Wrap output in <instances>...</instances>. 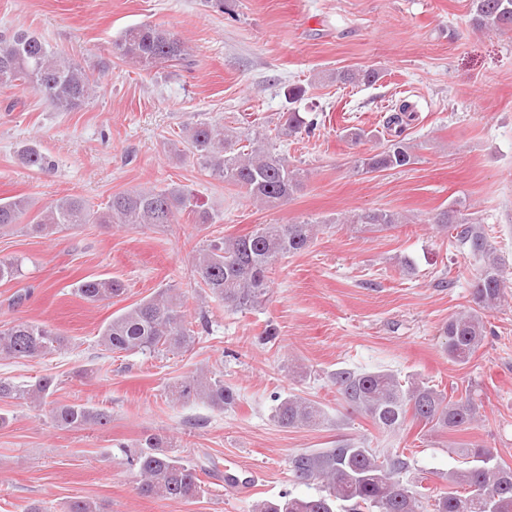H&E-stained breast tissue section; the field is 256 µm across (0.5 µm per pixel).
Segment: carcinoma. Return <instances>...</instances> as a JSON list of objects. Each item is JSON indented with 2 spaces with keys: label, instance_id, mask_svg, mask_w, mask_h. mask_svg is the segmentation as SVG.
Segmentation results:
<instances>
[{
  "label": "carcinoma",
  "instance_id": "1",
  "mask_svg": "<svg viewBox=\"0 0 512 512\" xmlns=\"http://www.w3.org/2000/svg\"><path fill=\"white\" fill-rule=\"evenodd\" d=\"M472 25L479 31H512V0H472ZM117 58L141 70L162 63L190 58V47L178 35L158 24L129 26L113 41ZM374 69L344 70L336 80L373 83ZM0 86H25L48 98L63 112L80 108L92 95L90 76L61 57L36 35L15 32L0 34ZM414 120L413 106L403 101L386 119L392 139L376 153L359 160L365 173L398 169L413 163L408 143L401 139ZM288 132L311 134L314 122L298 112L288 113ZM249 149H236L233 136L224 128L201 123L185 135L186 149L196 156L209 176L241 190L250 199L277 207L300 191L308 170L289 163L276 153L267 138H246ZM20 162L40 172L53 168V161L37 145L19 149ZM194 196L179 187L134 189L112 196L103 210L92 209L76 196L58 199L34 217H28L32 202L25 196L0 198V229L21 223L35 233H52L80 224H124L131 228L172 224L181 214H194L199 224L214 217L196 210ZM29 222H24V219ZM367 231L390 230L400 223L399 215L375 209L353 220ZM436 224L455 232V238L478 263L472 288L474 307L457 312L442 327L448 359L466 364L483 345L486 325L479 311L504 301L505 272L495 247L480 224H473L455 210L439 214ZM318 233V225L258 224L247 234L210 240L194 258L192 276L208 296L240 312L256 309L270 295V273L288 255L307 250ZM21 261L0 260V283L20 276ZM74 293L90 304H98L125 293L118 278H84L73 284ZM209 331L206 315L190 317L182 297L174 288H161L153 295L112 316L99 330L98 346L105 351L138 353L149 357L184 350L200 334ZM67 339L49 324L21 321L0 328V358L22 359L60 352ZM336 392L348 406L367 416L380 432H396L408 425L423 424L434 429L457 432L478 419L479 407L470 396L453 401L425 384L403 382L389 370H336ZM56 391L54 380L38 379L19 386L0 377V400L21 404H49ZM165 392L173 404L196 401L217 411L236 407L237 391L224 379L207 372H191L167 383ZM53 424L60 429H79L87 424L105 426L111 415L86 403L52 407ZM274 421L282 428L317 427L326 418L319 403L296 396L277 398ZM126 463L138 478V493L146 498L188 502L204 492L202 469L173 451L170 438L152 433L125 450ZM466 467L454 471L449 482L454 490L435 498L409 487L403 475L411 459L403 449L377 452L365 443L338 442L331 448L304 451L289 459V470L297 484L316 486V493L260 501L252 512H512V468L498 462L488 448L465 450ZM61 512H104L102 504L90 499L70 500Z\"/></svg>",
  "mask_w": 512,
  "mask_h": 512
}]
</instances>
